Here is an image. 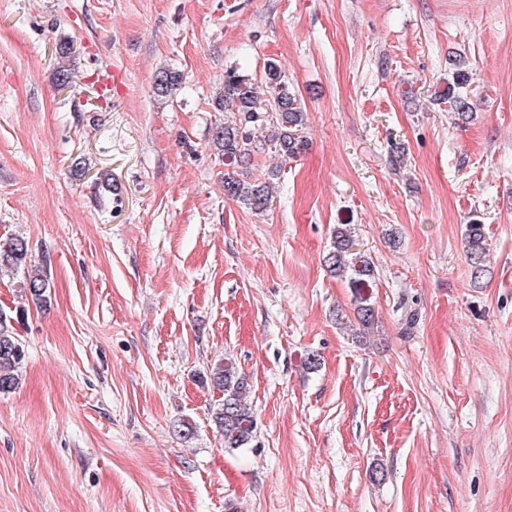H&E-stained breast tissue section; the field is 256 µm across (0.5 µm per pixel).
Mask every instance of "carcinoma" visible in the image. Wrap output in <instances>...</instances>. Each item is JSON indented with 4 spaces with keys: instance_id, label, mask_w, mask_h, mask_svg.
<instances>
[{
    "instance_id": "1",
    "label": "carcinoma",
    "mask_w": 512,
    "mask_h": 512,
    "mask_svg": "<svg viewBox=\"0 0 512 512\" xmlns=\"http://www.w3.org/2000/svg\"><path fill=\"white\" fill-rule=\"evenodd\" d=\"M266 93L263 99L247 76L236 69L224 72V89L216 98L217 107L237 112L238 117L215 132L214 142L224 161V166L234 168L249 161L253 154L271 149L284 158H293L305 147L301 131L306 125V112L296 96L289 91L281 69L273 61L266 64ZM466 84L458 73L448 80L440 97L447 100L450 108L465 114L470 110L467 96L462 92ZM182 86V75L164 70L157 77L155 90L160 96H169ZM272 113L273 131L269 138L258 140L252 127L266 120L264 114ZM224 191L227 196L252 211H263L272 202L273 186L267 181L254 183L224 175ZM465 240L474 278L485 272L486 240L484 225L468 224ZM355 240L347 224L336 225L332 249L326 262L336 275L348 280L355 310L364 323L373 315L371 288L375 283V266L366 254L354 249ZM30 248L27 239L16 236L0 245V273L22 274V290L26 297L40 305L51 291L50 277L28 261ZM26 351L23 342L8 324V316L0 312V394L9 393L18 385L19 369L23 366ZM202 382L219 393L211 407V420L226 448L247 446L257 429L253 410L245 401L249 390L248 378L233 364H214L201 377Z\"/></svg>"
}]
</instances>
